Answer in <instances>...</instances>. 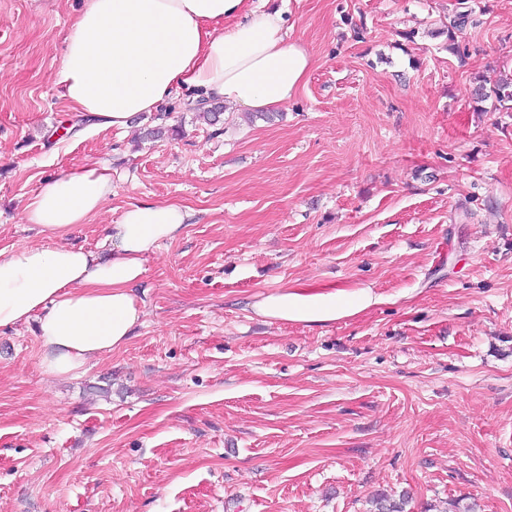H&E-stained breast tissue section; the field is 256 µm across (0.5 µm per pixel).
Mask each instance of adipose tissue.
I'll use <instances>...</instances> for the list:
<instances>
[{
	"label": "adipose tissue",
	"instance_id": "adipose-tissue-1",
	"mask_svg": "<svg viewBox=\"0 0 512 512\" xmlns=\"http://www.w3.org/2000/svg\"><path fill=\"white\" fill-rule=\"evenodd\" d=\"M311 66L304 46L289 37L282 11L252 0H85L55 80L70 110L96 127L124 129L181 85L243 112L282 106ZM111 194L107 167L71 170L31 198L25 221L61 236L97 214ZM189 217L174 203L133 204L109 228V256L58 245L0 257V328L36 321L44 373L82 375L141 323L131 287L146 257L174 239ZM378 300L369 288L297 286L263 296L253 309L271 320L326 324Z\"/></svg>",
	"mask_w": 512,
	"mask_h": 512
}]
</instances>
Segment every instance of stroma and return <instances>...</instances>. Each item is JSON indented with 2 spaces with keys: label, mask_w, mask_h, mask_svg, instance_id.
Listing matches in <instances>:
<instances>
[{
  "label": "stroma",
  "mask_w": 512,
  "mask_h": 512,
  "mask_svg": "<svg viewBox=\"0 0 512 512\" xmlns=\"http://www.w3.org/2000/svg\"><path fill=\"white\" fill-rule=\"evenodd\" d=\"M275 2L313 61L275 121L207 124L179 88L99 129L54 81L82 0H0V253L104 255L129 205L191 214L84 375L44 374L33 324L0 329V512H512V112L472 96L512 75V0ZM102 163L88 223L24 221ZM330 284L384 300L327 325L251 308ZM112 195V173L105 166L65 172L41 188L25 207V221L42 233L65 235L85 224Z\"/></svg>",
  "instance_id": "35a3bbf8"
}]
</instances>
